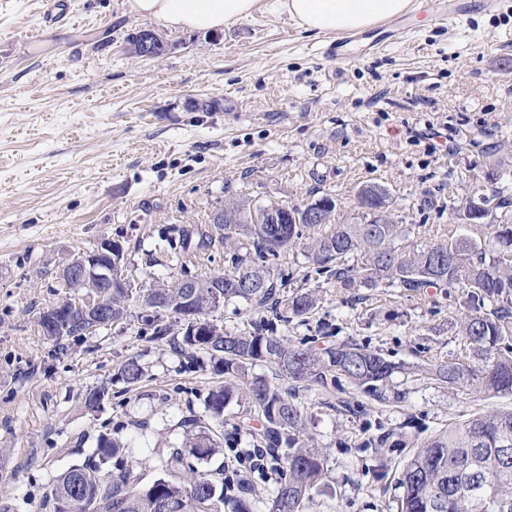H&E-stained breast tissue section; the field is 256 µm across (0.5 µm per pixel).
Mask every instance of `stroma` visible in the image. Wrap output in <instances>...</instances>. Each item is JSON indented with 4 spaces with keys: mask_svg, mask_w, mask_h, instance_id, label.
Here are the masks:
<instances>
[{
    "mask_svg": "<svg viewBox=\"0 0 512 512\" xmlns=\"http://www.w3.org/2000/svg\"><path fill=\"white\" fill-rule=\"evenodd\" d=\"M467 2L459 26L414 11L384 20L379 48L351 44L339 64L322 53L334 35L305 32L273 0L217 33L158 28L166 50L151 58L130 51L129 34L150 22L124 0H67L71 19L55 24L41 0H0V500L45 512L53 478L102 431L133 438L128 462L146 484L159 453L202 426L234 463L240 407L220 423L205 410L223 374L140 339L138 301L66 353L42 335L41 311L65 294L60 270L102 240L120 242L130 278L149 286L180 276L172 245L202 229L211 243L190 248L191 274L229 273L251 243L212 223L225 203L255 211L328 194L336 223H355L370 183L387 189L406 249L482 239L457 214L476 194L512 201V0ZM281 263L292 275L281 298L315 288L319 303L278 334L318 348L352 340L399 366L378 397L341 376L321 386L252 366L303 411L326 457L330 490L304 512H397L414 450L474 414L512 409V395L432 379L434 364L466 354L454 289L347 287L316 274L300 247ZM271 317L241 301L210 315L241 333ZM132 357L146 374L131 387L118 370ZM103 383L111 397L87 410L83 394Z\"/></svg>",
    "mask_w": 512,
    "mask_h": 512,
    "instance_id": "stroma-1",
    "label": "stroma"
}]
</instances>
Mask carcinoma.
I'll list each match as a JSON object with an SVG mask.
<instances>
[{"label":"carcinoma","mask_w":512,"mask_h":512,"mask_svg":"<svg viewBox=\"0 0 512 512\" xmlns=\"http://www.w3.org/2000/svg\"><path fill=\"white\" fill-rule=\"evenodd\" d=\"M298 218L286 224H226L230 232L243 231L252 239L255 258L234 253L237 271L222 275L224 300L239 299L266 305L275 302V280L287 274L278 269L281 254L297 246L306 249L316 273L329 271L346 286L360 279L373 286L401 288L421 293L427 288L448 287L459 292L464 316L459 323L472 359L438 364L431 375L450 386L474 389L487 395L512 394V350L501 345L512 342V224H497L489 240L462 237L427 249L406 251L395 245L405 235L400 224H337L328 233L313 236L320 228L309 223L293 207ZM362 256L361 265H347V257ZM183 277L197 287L184 290L176 283L142 289V313L137 318V336L149 342H166L182 355L188 350L205 353L224 384L211 390L205 408L210 417L223 421L224 409L248 400L257 413L264 435L275 448L282 435L288 447L272 455L281 465L282 478L267 506L268 512H302L312 495L326 488V462L322 453L299 440L306 429L300 409L264 379L248 375L247 366L270 362L295 381L324 385L337 373L357 386L371 390L386 382L396 366L381 353L357 343L346 342L318 352L301 342L281 336L268 322L254 332L233 333L215 325L192 336L189 330L172 332L149 315L158 303L175 314L191 308L200 318L216 308L213 277L198 278L182 266ZM255 280L253 288L235 284ZM102 297L101 327L127 317L129 289L115 283L98 289ZM316 292H296L288 298L285 313L305 318L317 306ZM125 383L134 386L144 367L136 358L120 368ZM111 395L100 384L86 390L84 405L93 410ZM129 442L101 432L95 447L80 464L72 465L53 481L46 505L51 512H256L246 496L230 495L224 487V464L200 470L194 462L208 463L223 452L209 432L187 435L185 446L159 454L161 476L139 486V476L124 462ZM398 512H500L499 504L512 502V410H491L436 434L417 449L404 466L399 479Z\"/></svg>","instance_id":"obj_1"}]
</instances>
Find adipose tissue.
Here are the masks:
<instances>
[{
  "mask_svg": "<svg viewBox=\"0 0 512 512\" xmlns=\"http://www.w3.org/2000/svg\"><path fill=\"white\" fill-rule=\"evenodd\" d=\"M257 0H126L128 12L184 32L218 31L252 16ZM411 0H274L306 32L344 34L402 16Z\"/></svg>",
  "mask_w": 512,
  "mask_h": 512,
  "instance_id": "ef3b65f1",
  "label": "adipose tissue"
}]
</instances>
